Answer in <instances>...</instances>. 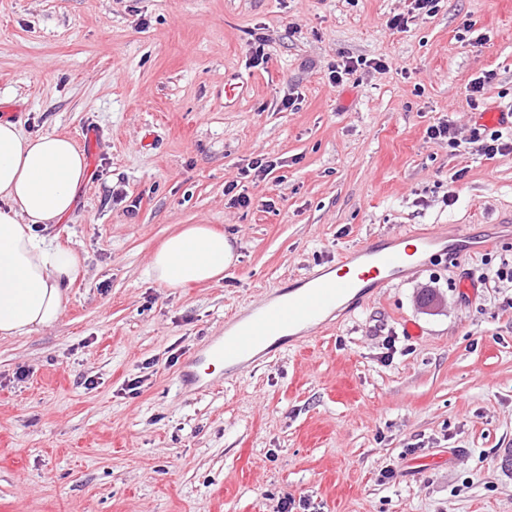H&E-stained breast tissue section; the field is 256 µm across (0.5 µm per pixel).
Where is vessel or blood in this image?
Masks as SVG:
<instances>
[{"instance_id":"b4317fda","label":"vessel or blood","mask_w":512,"mask_h":512,"mask_svg":"<svg viewBox=\"0 0 512 512\" xmlns=\"http://www.w3.org/2000/svg\"><path fill=\"white\" fill-rule=\"evenodd\" d=\"M439 241L432 231H413L381 245H371L337 259L326 270L310 274L290 289L285 299L263 300L235 322L214 344L211 358L244 363L252 359L266 336L308 321L319 323L322 314L352 294H373L394 279L412 272L418 256Z\"/></svg>"}]
</instances>
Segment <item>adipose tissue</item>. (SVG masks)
<instances>
[{"label":"adipose tissue","instance_id":"obj_1","mask_svg":"<svg viewBox=\"0 0 512 512\" xmlns=\"http://www.w3.org/2000/svg\"><path fill=\"white\" fill-rule=\"evenodd\" d=\"M83 152L53 133L32 137L0 117V338L54 325L82 271L73 249L38 236L72 208L86 178ZM235 260L229 238L205 224H189L154 252L150 275L182 288L221 280Z\"/></svg>","mask_w":512,"mask_h":512}]
</instances>
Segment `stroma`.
I'll list each match as a JSON object with an SVG mask.
<instances>
[{
	"label": "stroma",
	"instance_id": "1",
	"mask_svg": "<svg viewBox=\"0 0 512 512\" xmlns=\"http://www.w3.org/2000/svg\"><path fill=\"white\" fill-rule=\"evenodd\" d=\"M407 9L0 0V110L29 136L98 135L71 212L39 229L84 271L57 323L0 339V512H512V284L491 277L512 264V151L426 136L447 120L466 140L512 108V0H441L389 30ZM343 57L388 69L335 86ZM229 82L248 86L231 104ZM267 157L281 168L244 177ZM188 224L233 235L237 259L221 281L160 285L149 260ZM443 225L468 236L463 261L440 243L307 348L176 389L232 313Z\"/></svg>",
	"mask_w": 512,
	"mask_h": 512
}]
</instances>
